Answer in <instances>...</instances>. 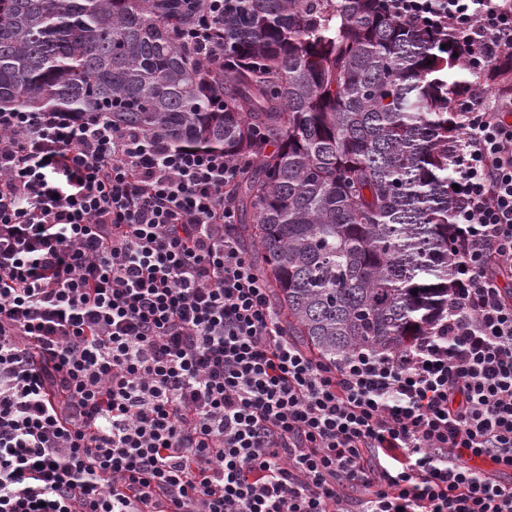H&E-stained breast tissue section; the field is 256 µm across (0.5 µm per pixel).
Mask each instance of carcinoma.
<instances>
[{
    "instance_id": "cac0c4a2",
    "label": "carcinoma",
    "mask_w": 512,
    "mask_h": 512,
    "mask_svg": "<svg viewBox=\"0 0 512 512\" xmlns=\"http://www.w3.org/2000/svg\"><path fill=\"white\" fill-rule=\"evenodd\" d=\"M205 0H0V108L243 163L237 238L287 335L333 364L432 330L448 305L455 86L439 40L386 0H227L224 74L180 30Z\"/></svg>"
}]
</instances>
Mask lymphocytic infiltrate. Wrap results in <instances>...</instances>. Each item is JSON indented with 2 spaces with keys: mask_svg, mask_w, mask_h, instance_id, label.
<instances>
[{
  "mask_svg": "<svg viewBox=\"0 0 512 512\" xmlns=\"http://www.w3.org/2000/svg\"><path fill=\"white\" fill-rule=\"evenodd\" d=\"M388 3L472 75L448 309L403 350L288 339L223 153L0 111V512H512V88L476 80L512 0Z\"/></svg>",
  "mask_w": 512,
  "mask_h": 512,
  "instance_id": "f902f5d3",
  "label": "lymphocytic infiltrate"
}]
</instances>
